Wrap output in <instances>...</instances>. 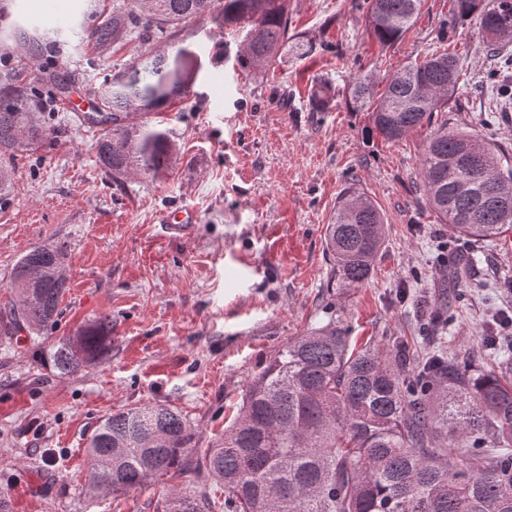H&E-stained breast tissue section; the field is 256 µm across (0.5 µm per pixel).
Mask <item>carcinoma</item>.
Segmentation results:
<instances>
[{
    "label": "carcinoma",
    "instance_id": "obj_1",
    "mask_svg": "<svg viewBox=\"0 0 512 512\" xmlns=\"http://www.w3.org/2000/svg\"><path fill=\"white\" fill-rule=\"evenodd\" d=\"M422 0H363L368 29L381 45L400 40ZM205 17L245 31L237 55L243 70L272 66L288 44V0H132L87 39L120 42L133 32L143 49L101 89L92 123L100 127L98 159L112 181L158 176L177 156L153 114L197 77L199 52L169 51L178 25ZM478 25L493 61L484 76L502 104H512V0H454L441 21L438 46L394 72L382 89L370 75L350 84L353 108L370 112V133L399 141L457 94L463 67L445 43L458 26ZM42 105L0 74V203L12 186L5 159L57 138ZM500 147L466 130L436 124L420 156L422 190L440 221L455 233L487 239L512 230V165ZM385 239L384 217L354 190L338 202L324 231L328 290L355 289L371 277ZM66 249H30L16 261L0 339L55 327L67 289ZM112 317L88 320L48 346L54 369L77 374L106 358ZM484 358L509 351L503 337H484ZM196 433L174 406L134 407L100 421L88 438L87 490H138L177 468L202 472L224 490L206 494L174 487L158 512H512V361L486 370L481 358L434 347L419 356L408 340L393 348L368 342L355 349L350 329L333 313L296 336L248 381L224 435L187 457Z\"/></svg>",
    "mask_w": 512,
    "mask_h": 512
}]
</instances>
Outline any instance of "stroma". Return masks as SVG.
<instances>
[{"label": "stroma", "mask_w": 512, "mask_h": 512, "mask_svg": "<svg viewBox=\"0 0 512 512\" xmlns=\"http://www.w3.org/2000/svg\"><path fill=\"white\" fill-rule=\"evenodd\" d=\"M127 2L15 0L20 33L0 40V71L20 74L61 128L57 143L16 160L0 205V311L18 257L62 243L68 288L51 337L112 317L108 356L73 376L45 363V341L0 343V498L10 512H157L172 487L211 490L196 474L171 472L140 490L88 495L86 439L113 412L165 403L209 442L266 360L325 321L327 301L357 342L378 345L416 335L430 312H453L439 334L458 354L480 352L487 328L512 318V232L474 242L437 222L420 186L430 127L387 142L369 136L368 112L342 100L313 112L303 96L317 76L342 90L366 72L381 84L423 59L453 0H423L390 47L370 37L355 0H288L289 32L305 53L264 72L236 66L243 32L207 19L182 24L202 66L187 96L159 112L178 159L161 175L116 183L96 158L99 129L67 112L55 85L96 94L140 53L136 39L80 38L89 11ZM36 29L66 42L43 72L22 38ZM450 44L468 83L440 120L512 155V111H489L488 92L477 89L488 66L481 33L461 26ZM351 183L380 208L386 235L372 278L331 297L323 230ZM182 210L196 215L193 234L165 236L164 216ZM445 249L470 263L462 288L448 285L437 259Z\"/></svg>", "instance_id": "35a3bbf8"}]
</instances>
